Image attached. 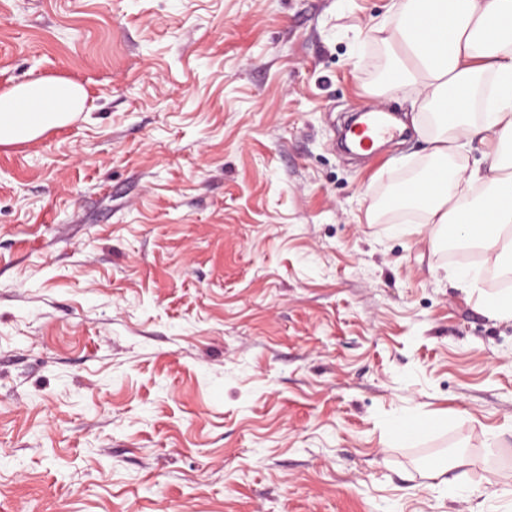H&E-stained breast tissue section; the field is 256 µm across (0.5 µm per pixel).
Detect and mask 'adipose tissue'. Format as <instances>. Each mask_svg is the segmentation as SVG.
<instances>
[{
  "mask_svg": "<svg viewBox=\"0 0 512 512\" xmlns=\"http://www.w3.org/2000/svg\"><path fill=\"white\" fill-rule=\"evenodd\" d=\"M391 10L375 24L388 58L382 84L413 92L426 107L417 131L432 161L399 204L512 272V0H394ZM85 106L73 81L19 83L0 93V145L35 140ZM476 138L488 148L489 170L461 161Z\"/></svg>",
  "mask_w": 512,
  "mask_h": 512,
  "instance_id": "ef3b65f1",
  "label": "adipose tissue"
}]
</instances>
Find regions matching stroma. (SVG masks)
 Returning a JSON list of instances; mask_svg holds the SVG:
<instances>
[{"mask_svg": "<svg viewBox=\"0 0 512 512\" xmlns=\"http://www.w3.org/2000/svg\"><path fill=\"white\" fill-rule=\"evenodd\" d=\"M390 4L0 0V90L88 94L0 145V512H512L501 267L383 208L415 133L337 145L411 109ZM480 305L485 314L501 321H512V291L482 295Z\"/></svg>", "mask_w": 512, "mask_h": 512, "instance_id": "stroma-1", "label": "stroma"}]
</instances>
